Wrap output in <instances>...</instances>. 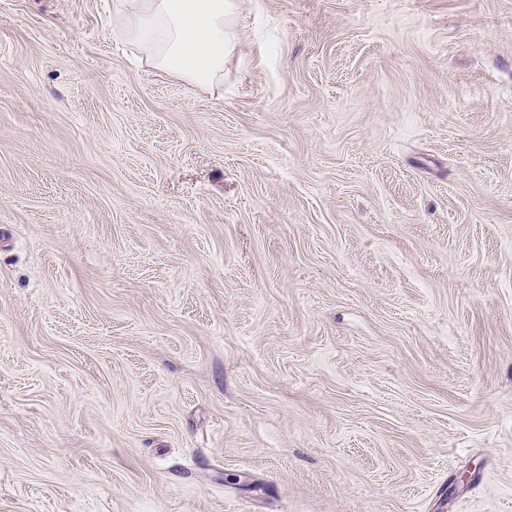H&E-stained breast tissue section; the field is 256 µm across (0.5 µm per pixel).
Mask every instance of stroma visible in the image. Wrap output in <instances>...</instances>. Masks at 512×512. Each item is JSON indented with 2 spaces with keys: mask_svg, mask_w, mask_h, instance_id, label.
Instances as JSON below:
<instances>
[{
  "mask_svg": "<svg viewBox=\"0 0 512 512\" xmlns=\"http://www.w3.org/2000/svg\"><path fill=\"white\" fill-rule=\"evenodd\" d=\"M238 27L0 0V512H512V0ZM243 0H113V33L142 49L156 71L205 89L238 49Z\"/></svg>",
  "mask_w": 512,
  "mask_h": 512,
  "instance_id": "stroma-1",
  "label": "stroma"
}]
</instances>
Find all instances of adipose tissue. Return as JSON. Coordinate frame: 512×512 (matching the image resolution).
Returning a JSON list of instances; mask_svg holds the SVG:
<instances>
[{
	"mask_svg": "<svg viewBox=\"0 0 512 512\" xmlns=\"http://www.w3.org/2000/svg\"><path fill=\"white\" fill-rule=\"evenodd\" d=\"M243 0H113L115 34L158 72L205 89L224 77L240 44Z\"/></svg>",
	"mask_w": 512,
	"mask_h": 512,
	"instance_id": "1",
	"label": "adipose tissue"
}]
</instances>
